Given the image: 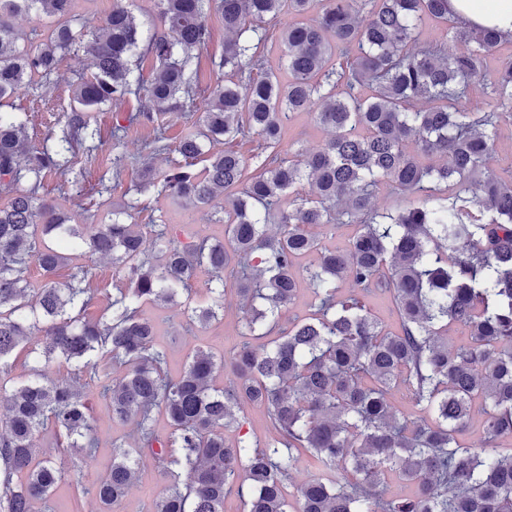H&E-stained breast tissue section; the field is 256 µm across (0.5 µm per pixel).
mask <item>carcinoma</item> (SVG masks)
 I'll return each instance as SVG.
<instances>
[{"label":"carcinoma","mask_w":512,"mask_h":512,"mask_svg":"<svg viewBox=\"0 0 512 512\" xmlns=\"http://www.w3.org/2000/svg\"><path fill=\"white\" fill-rule=\"evenodd\" d=\"M73 6L0 0V104L50 77L62 53L85 52L92 69L73 85L66 124L37 146L20 114L0 112V369L33 332L45 338L29 379L0 386V512H33L61 479L54 461L39 458L46 426L73 449V467L92 460L82 399L90 383L112 419L133 422L143 442L113 445L112 468L94 490L104 512L126 496L146 454L169 476L150 512H224L226 495L245 485V512H512V448H502L512 439V175H488L501 126L512 124V60L495 70L489 61L512 36L448 24V0H158L160 29L118 6L88 40L71 27ZM213 8L230 37L218 62L224 81L204 86L190 65L211 39ZM283 13L297 17L281 37L288 81L269 73L242 81L263 60V26ZM20 15L55 17L58 26L21 32L13 23ZM450 41L457 50L448 51ZM137 55L159 64L146 84L134 75ZM476 83L480 102L470 95ZM140 95L148 107L112 113L103 132L99 109ZM199 98L207 108L179 140L178 158L161 172L144 166L136 192L206 207L239 188L218 218L225 240L182 243L169 225L153 224L148 253L141 225L128 221L139 199L112 208L110 224H70L38 196L49 174L69 173L106 136L120 145L134 124L153 125L144 150L155 153L168 139L165 117L184 115ZM295 112L313 113L330 137L291 160L281 146ZM254 135L261 144L252 172L233 144ZM431 157L438 163L425 162ZM304 182L302 196L295 188ZM381 186L404 205L378 212ZM339 224L354 226L344 249L312 232ZM51 237L112 260L125 285L108 315L87 317L91 266L76 267L61 287L52 280L68 258ZM311 254L316 260L302 263ZM33 263L44 275L38 288ZM201 268L215 276L211 302L184 304L187 324L224 319L228 278L242 300L264 309L230 356L194 349L171 379L140 306L189 293ZM345 279L358 293L339 294ZM303 283L316 310L259 343ZM379 291L397 309L395 332L361 299ZM453 327L466 343L448 345ZM100 352L125 367L120 378L94 360ZM58 360L73 367L67 381L51 377ZM226 366L235 379L218 388ZM400 388L422 415L395 407ZM246 403L266 409L272 441L226 442L224 428ZM157 411L172 428L166 437L154 429ZM476 411L482 437L465 446L458 435ZM304 464L313 476L287 490ZM393 480L414 489L395 496Z\"/></svg>","instance_id":"obj_1"}]
</instances>
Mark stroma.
<instances>
[{
    "label": "stroma",
    "mask_w": 512,
    "mask_h": 512,
    "mask_svg": "<svg viewBox=\"0 0 512 512\" xmlns=\"http://www.w3.org/2000/svg\"><path fill=\"white\" fill-rule=\"evenodd\" d=\"M208 25L211 29V40L195 60L199 79L204 84L215 83L218 78L216 61L224 51L225 39L224 21L218 11L210 12ZM88 64L84 54H64L50 79L23 88L12 98L13 111L25 112L31 117L27 135L32 142H42L49 132L64 124L73 107L72 83L79 75L88 74ZM151 135V125L136 124L129 129L120 149H113L111 142H104L96 152L94 163L88 165L84 160H77V168L84 172L80 187L62 186L59 177L48 176L43 189L45 199L58 204L64 212L71 214L75 223H109L113 204L129 197L128 189L137 180L143 161V145ZM328 137V132L315 123L310 113L293 114L286 123L285 140L290 144L291 153L306 154L315 151ZM118 154L122 155L127 165L123 180L111 192L99 194V180L111 168L113 158ZM141 203L143 209L135 217L139 224L157 221L169 224L185 242L202 238L220 240L224 237L223 225L216 222V212L221 209V202H214L208 208H198L170 197L147 194L142 196ZM52 246L58 251L70 254L72 265L93 266L91 286L96 299L87 314L92 318L101 317L107 309L113 288L119 283L110 261L91 260L84 250L73 249L62 240L53 241ZM141 313L156 324V342L169 353V374L173 377L184 367L192 348L203 347L220 356L236 350L250 319L248 309L242 307L236 290L231 286L227 287L224 294L223 320L206 327L187 326L179 306L176 305L160 307L149 303L142 306ZM86 400L91 408L92 434L97 441V448L94 458L81 473L73 472L70 455L57 453L59 436L55 428L46 427L39 434L41 450L57 454L63 470L62 479L52 493L56 512H100L93 489L99 480L106 477L112 466V444L131 439L130 425L112 420L96 387L87 388ZM77 478L85 485L86 494H75L72 483ZM167 485L168 476L163 463L147 462L115 512H145L153 500L162 495Z\"/></svg>",
    "instance_id": "obj_1"
}]
</instances>
